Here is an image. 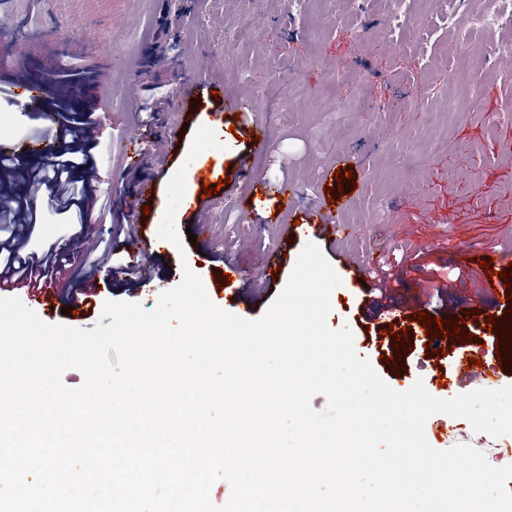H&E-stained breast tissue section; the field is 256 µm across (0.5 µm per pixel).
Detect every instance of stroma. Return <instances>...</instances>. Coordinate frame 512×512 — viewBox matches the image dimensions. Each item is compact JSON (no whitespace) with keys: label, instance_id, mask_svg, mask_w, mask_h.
<instances>
[{"label":"stroma","instance_id":"35a3bbf8","mask_svg":"<svg viewBox=\"0 0 512 512\" xmlns=\"http://www.w3.org/2000/svg\"><path fill=\"white\" fill-rule=\"evenodd\" d=\"M178 19L170 0H0V149L10 152L43 132L37 111L20 104L18 72L56 80L58 61L78 59L82 72H95L86 109L99 115L91 137L94 163L79 174L99 205L86 225L60 220L51 200L39 206L44 221L24 239V251L51 260L64 245L70 260H100L104 276L98 300L138 302L152 309L161 292L176 286L190 267L206 290L216 268L233 259L244 269L247 292L256 295L254 317H262L282 289L266 284V263L280 251L288 265L309 243L301 227L306 213L340 198L336 212L345 234L325 255L333 267L349 261L380 260L391 274L389 293L409 305L410 318L368 319V292L354 291L348 305L332 302L328 324L349 327L376 371L391 379L402 370L431 380L461 372L459 357L482 360L465 373L458 391L499 389L512 384V356H497L486 321L473 310L492 299L470 260L474 251L512 248V125L502 109L512 101V72L502 54L482 53L484 35L458 24L453 31L428 24L430 0H416L406 28L387 38L384 12L339 6L326 0H181ZM466 54L444 58L448 42ZM223 84L226 95L250 103L251 111L228 112L223 102L201 95L181 103L178 85ZM273 97L281 112L254 109L256 98ZM162 111L147 113L150 101ZM264 129L263 144L251 136ZM221 127L224 147L215 156L233 194L248 197L241 210L212 196L207 216L209 254L196 244L176 248L162 241L144 263L146 286L127 281L126 240L116 255L98 243L108 225L129 215L128 201L139 182L154 185L149 215L135 229L156 236L167 204L166 187L185 162L200 126ZM180 147L167 152L169 133ZM145 158L132 166L136 151ZM348 155L353 179H336L339 155ZM292 186L297 207L280 210L278 190ZM465 323L471 338L432 352L430 336L416 328V316ZM407 333L409 346L386 352L384 328ZM426 437L435 448L459 443L483 451L496 467L512 464L503 454L512 437L491 440L463 419L432 416Z\"/></svg>","mask_w":512,"mask_h":512}]
</instances>
